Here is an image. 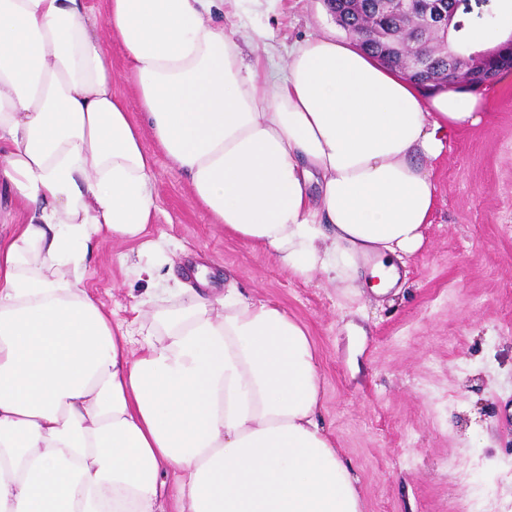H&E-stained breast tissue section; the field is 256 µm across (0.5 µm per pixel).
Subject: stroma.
<instances>
[{
  "label": "stroma",
  "mask_w": 512,
  "mask_h": 512,
  "mask_svg": "<svg viewBox=\"0 0 512 512\" xmlns=\"http://www.w3.org/2000/svg\"><path fill=\"white\" fill-rule=\"evenodd\" d=\"M244 22L287 49L310 33L343 36L323 0L244 4ZM486 115L451 133L433 166L437 203L423 246L387 293L304 279L227 235L187 181L155 153V233L169 260L154 281L122 266L124 247L99 243L87 287L113 324L150 326L177 308L187 269L280 303L320 358V413L354 467L364 512H512V71L479 88Z\"/></svg>",
  "instance_id": "obj_1"
}]
</instances>
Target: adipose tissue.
I'll return each instance as SVG.
<instances>
[{"label":"adipose tissue","instance_id":"obj_1","mask_svg":"<svg viewBox=\"0 0 512 512\" xmlns=\"http://www.w3.org/2000/svg\"><path fill=\"white\" fill-rule=\"evenodd\" d=\"M227 2L0 0V512H363L304 324L228 288L137 336L87 293L86 260L104 239L147 276L167 260L148 135L215 223L294 275L354 288L374 256L395 283L432 222L429 163L483 97L425 92L329 33L275 66L268 35L226 32ZM125 66V58L123 49L119 43H113L112 45V69L115 74L116 82L113 84V91L122 94L132 112L131 116L133 119H139L140 113L138 99L133 86L126 82L123 77V71Z\"/></svg>","mask_w":512,"mask_h":512}]
</instances>
